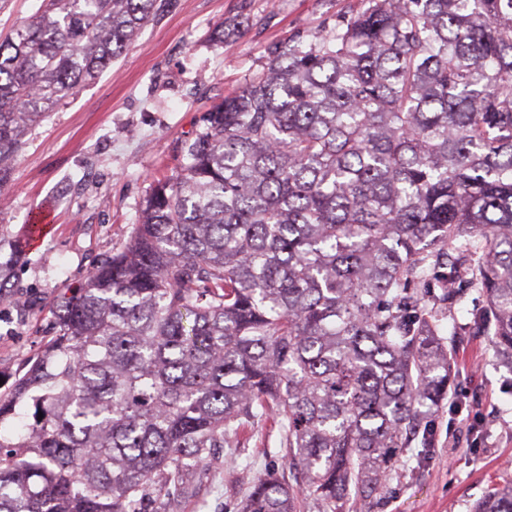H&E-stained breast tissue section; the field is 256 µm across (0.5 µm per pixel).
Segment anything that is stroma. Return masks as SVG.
I'll return each instance as SVG.
<instances>
[{"label":"stroma","instance_id":"1","mask_svg":"<svg viewBox=\"0 0 512 512\" xmlns=\"http://www.w3.org/2000/svg\"><path fill=\"white\" fill-rule=\"evenodd\" d=\"M360 0H170L119 61L32 127L0 206V393L53 334L51 305L121 250L156 176L171 173L200 118L299 35L333 27ZM223 37H216V27ZM428 310L455 327L448 399L424 420L433 447L403 453L400 482L376 512H469L512 483V371L473 326L482 300L449 303L436 278ZM273 423L215 449L192 491L156 512H238L256 476L283 468Z\"/></svg>","mask_w":512,"mask_h":512}]
</instances>
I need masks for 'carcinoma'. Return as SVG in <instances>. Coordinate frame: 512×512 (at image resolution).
<instances>
[{"mask_svg": "<svg viewBox=\"0 0 512 512\" xmlns=\"http://www.w3.org/2000/svg\"><path fill=\"white\" fill-rule=\"evenodd\" d=\"M204 114L128 244L0 396V512H146L266 418L291 479L239 512H372L453 358L413 288L481 290L512 369V0H362ZM166 0H42L0 39V188L26 131ZM460 243L469 265L442 259ZM470 512H512V485Z\"/></svg>", "mask_w": 512, "mask_h": 512, "instance_id": "carcinoma-1", "label": "carcinoma"}]
</instances>
